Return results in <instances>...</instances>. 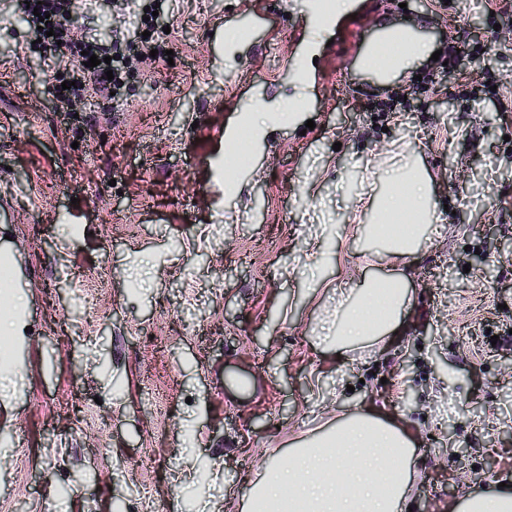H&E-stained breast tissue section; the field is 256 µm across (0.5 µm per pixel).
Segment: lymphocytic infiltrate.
<instances>
[{
	"label": "lymphocytic infiltrate",
	"instance_id": "1",
	"mask_svg": "<svg viewBox=\"0 0 512 512\" xmlns=\"http://www.w3.org/2000/svg\"><path fill=\"white\" fill-rule=\"evenodd\" d=\"M74 0H15V9L26 24L31 39L39 40L43 56L58 63L59 83L52 94L59 111H68L72 99L86 96H109L122 91L127 68L132 61L149 58L156 42L153 39L125 40L116 38L106 43L94 38H75ZM47 16L53 36L42 35L40 16ZM98 56L100 63L85 66L86 55Z\"/></svg>",
	"mask_w": 512,
	"mask_h": 512
}]
</instances>
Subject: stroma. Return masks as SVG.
<instances>
[{
  "mask_svg": "<svg viewBox=\"0 0 512 512\" xmlns=\"http://www.w3.org/2000/svg\"><path fill=\"white\" fill-rule=\"evenodd\" d=\"M322 2L170 0L152 34L172 61L136 66L124 108L77 99L70 120L0 0V163L17 192L0 247L23 281L0 306V512H245L247 480L369 406L410 431L413 512L512 485V345L492 341L512 326V21L498 0ZM403 18L441 58L371 86L358 38ZM78 31L142 34L118 0L80 9ZM231 139L247 144L234 167ZM405 146L445 228L405 270L403 332L340 357L316 321L337 287L384 275L345 233L371 223L355 198ZM19 434L24 476L6 453Z\"/></svg>",
  "mask_w": 512,
  "mask_h": 512,
  "instance_id": "35a3bbf8",
  "label": "stroma"
}]
</instances>
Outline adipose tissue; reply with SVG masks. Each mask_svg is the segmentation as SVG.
I'll return each mask as SVG.
<instances>
[{"label": "adipose tissue", "mask_w": 512, "mask_h": 512, "mask_svg": "<svg viewBox=\"0 0 512 512\" xmlns=\"http://www.w3.org/2000/svg\"><path fill=\"white\" fill-rule=\"evenodd\" d=\"M390 191L372 198L381 224H398L400 235L384 238L380 261L387 280L365 282L358 295H337L336 309L322 321L323 339L344 354L383 342L402 325L410 297L398 270L419 247L434 216L426 204L429 175L414 154L383 168ZM289 468L270 465L249 487L250 502L265 512H409L415 450L395 416L362 409L337 421L333 432L291 449ZM454 512H512V487L490 484L461 497Z\"/></svg>", "instance_id": "obj_1"}]
</instances>
